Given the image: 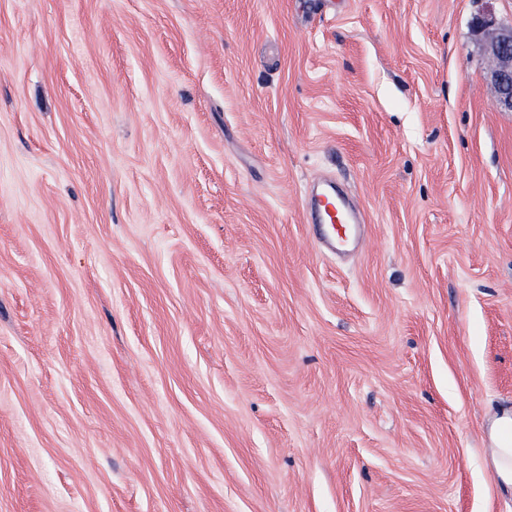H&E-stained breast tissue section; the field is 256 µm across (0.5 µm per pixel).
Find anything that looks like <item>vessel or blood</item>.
<instances>
[{
	"label": "vessel or blood",
	"instance_id": "obj_1",
	"mask_svg": "<svg viewBox=\"0 0 512 512\" xmlns=\"http://www.w3.org/2000/svg\"><path fill=\"white\" fill-rule=\"evenodd\" d=\"M306 221L322 249L341 250L355 242L363 224L355 208L335 187H327L306 199Z\"/></svg>",
	"mask_w": 512,
	"mask_h": 512
}]
</instances>
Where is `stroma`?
<instances>
[{
	"mask_svg": "<svg viewBox=\"0 0 512 512\" xmlns=\"http://www.w3.org/2000/svg\"><path fill=\"white\" fill-rule=\"evenodd\" d=\"M512 0H0V512H512ZM363 207L322 251L305 192ZM494 26L490 14L475 17L473 27L476 32H487ZM486 45L488 57L493 66L490 79L494 85L493 106L504 111H512V26L492 28ZM510 426L512 429V413H506L493 424L496 448H493L492 463L496 480L506 490L512 491V445L505 446L500 441V431Z\"/></svg>",
	"mask_w": 512,
	"mask_h": 512,
	"instance_id": "stroma-1",
	"label": "stroma"
}]
</instances>
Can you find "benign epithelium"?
<instances>
[{
  "label": "benign epithelium",
  "mask_w": 512,
  "mask_h": 512,
  "mask_svg": "<svg viewBox=\"0 0 512 512\" xmlns=\"http://www.w3.org/2000/svg\"><path fill=\"white\" fill-rule=\"evenodd\" d=\"M473 27L477 32L491 31L486 51L493 62L490 70L495 89L493 106L512 111V26L496 28L491 15L483 14L475 17Z\"/></svg>",
  "instance_id": "7a95c632"
}]
</instances>
